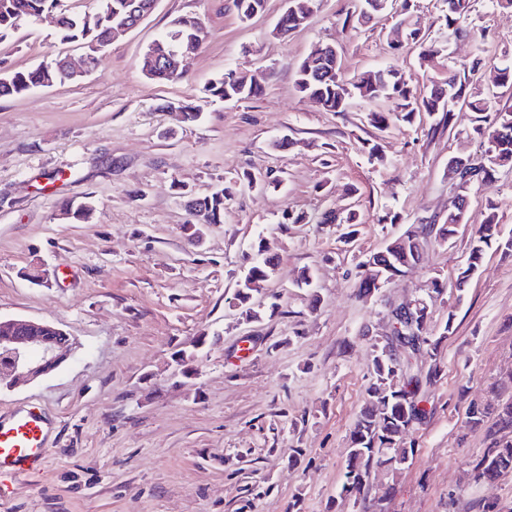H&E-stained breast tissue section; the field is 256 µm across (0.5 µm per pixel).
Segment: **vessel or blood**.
I'll use <instances>...</instances> for the list:
<instances>
[{
	"label": "vessel or blood",
	"instance_id": "b4317fda",
	"mask_svg": "<svg viewBox=\"0 0 512 512\" xmlns=\"http://www.w3.org/2000/svg\"><path fill=\"white\" fill-rule=\"evenodd\" d=\"M50 434V423L38 406L0 416V479L42 470L51 452Z\"/></svg>",
	"mask_w": 512,
	"mask_h": 512
}]
</instances>
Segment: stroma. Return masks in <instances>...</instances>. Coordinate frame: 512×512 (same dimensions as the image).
<instances>
[{"mask_svg": "<svg viewBox=\"0 0 512 512\" xmlns=\"http://www.w3.org/2000/svg\"><path fill=\"white\" fill-rule=\"evenodd\" d=\"M284 6L266 0L244 23L232 0H157L93 72L0 97V315L58 325L76 343L55 373L0 390V413L35 404L53 424L45 470L10 478L0 512H354L337 490L374 346L390 333L386 306L425 297L439 345L416 363L438 377L424 392L425 418L402 436L413 462L373 474L384 498L368 512H476L478 501L512 512V474L470 483L485 443L464 429L469 401L512 397V250H487L460 295L468 235L427 236L417 265L378 293L359 291V261L447 215L449 158L480 152L462 136L472 113L454 110L448 128L425 114L381 131L371 104L326 112L295 86L298 63L327 44L349 77L393 58L416 77H443L476 55L492 74L512 62V10L473 0L465 24L484 31L477 45L449 35L445 0H410L407 12L391 8L358 28L359 0H319L282 40L273 28ZM185 14L205 25L200 50L182 79L148 80L146 45ZM403 18L442 46L437 59L391 49ZM56 32L52 14L20 21L0 42V77L59 55L80 61L83 49ZM228 69L255 79L261 96L212 95ZM185 107L198 121L182 122ZM369 144L382 161L369 159ZM246 172L283 185L237 192L222 222L191 241L186 200ZM88 196L89 221L67 215L66 204ZM490 202L512 237V169L472 189L470 224ZM349 205L360 222L348 241L346 225L322 218ZM286 210L307 223L280 225ZM257 243L274 264L264 291L279 306L248 322L229 300ZM305 273L308 288L298 285ZM437 280L446 289L435 296ZM200 338L195 373L182 376L175 356Z\"/></svg>", "mask_w": 512, "mask_h": 512, "instance_id": "obj_1", "label": "stroma"}]
</instances>
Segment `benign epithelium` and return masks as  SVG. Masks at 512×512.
Here are the masks:
<instances>
[{
	"mask_svg": "<svg viewBox=\"0 0 512 512\" xmlns=\"http://www.w3.org/2000/svg\"><path fill=\"white\" fill-rule=\"evenodd\" d=\"M465 159L448 163L454 182L470 179ZM72 340L63 329L24 318H0V389H11L55 372L67 360Z\"/></svg>",
	"mask_w": 512,
	"mask_h": 512,
	"instance_id": "benign-epithelium-1",
	"label": "benign epithelium"
}]
</instances>
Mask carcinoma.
<instances>
[{"label": "carcinoma", "instance_id": "carcinoma-1", "mask_svg": "<svg viewBox=\"0 0 512 512\" xmlns=\"http://www.w3.org/2000/svg\"><path fill=\"white\" fill-rule=\"evenodd\" d=\"M157 0H97L95 11L84 14L61 13L58 18L57 35L60 41L76 44L101 62L103 50L111 43L112 27L117 20L132 14L147 17ZM297 11L286 10L278 23L293 32L306 24L314 14L317 0H298ZM240 20H249L263 12L265 0H234ZM60 0H0V41L7 38L22 18H38L45 13L58 10ZM472 8L471 0H448L445 24L450 34L464 35L473 39L478 36L464 27L461 21ZM184 40L183 51L193 53L205 38L201 19L195 15H182L170 23ZM144 54L155 59V66L146 73L153 81L174 82L177 68L173 55L170 30H165L144 50ZM481 65V59L473 60L466 72L448 71L447 77L418 84L411 74L397 64H389L352 77L342 74L336 49L323 47L319 54H311L298 67L296 85L301 93L315 99L326 112H344L355 100L368 103L391 104V107L373 113V122L385 131L399 122L412 123L421 112H444V124H451V106L461 107L474 113L472 131L481 138L482 156L475 162H485L480 169L482 185L489 188L495 181L498 170L512 165V112L494 108L493 100L512 90V64L495 68L494 89L483 92L471 87L470 75ZM69 80V74L60 65V59L40 65L35 69L16 71L0 78V96L23 95L34 87L52 86ZM212 92L221 98L232 97L236 101L258 96L260 88L245 80L235 70L225 71L224 78L212 86ZM231 193L223 189L188 201L201 224H216L226 210L225 204ZM468 215H460L458 208L442 223L436 225V239L446 243L453 239L460 227L468 226ZM504 249L512 248V238L500 239L499 219L495 207L484 222L471 228L470 250L466 271H478L487 249L493 244ZM383 252L384 278L402 272L406 260L389 248ZM271 260L261 258V252L250 257L244 287L234 289V306L248 319L259 318L264 304L263 284L269 279ZM391 322L400 325L397 334L404 335L408 343L420 342V347L436 351L426 331L428 305L414 309L406 316L389 311ZM410 353L398 350L385 340L375 345L369 365L370 382L367 387V402L349 434L350 454L339 497L348 498L355 504L365 503L370 492L372 472L378 469L394 471L412 459L416 449L405 447L400 441L402 430L421 420L425 414L421 406L423 388L432 382V372L422 373L414 367ZM465 427L471 432L480 431L486 446L483 452L470 463L473 482L494 480L512 473V439L500 436L512 430V399L502 406L470 402L466 408Z\"/></svg>", "mask_w": 512, "mask_h": 512}]
</instances>
